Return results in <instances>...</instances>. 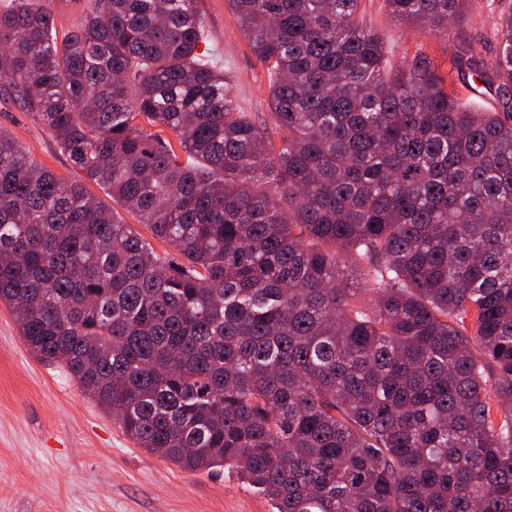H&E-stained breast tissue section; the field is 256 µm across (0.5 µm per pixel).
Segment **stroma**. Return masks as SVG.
Listing matches in <instances>:
<instances>
[{"label":"stroma","mask_w":512,"mask_h":512,"mask_svg":"<svg viewBox=\"0 0 512 512\" xmlns=\"http://www.w3.org/2000/svg\"><path fill=\"white\" fill-rule=\"evenodd\" d=\"M199 5L207 42L231 71L237 108L257 124H268L266 65L252 53L226 0H199ZM511 10L512 0H471L458 29L483 54L494 55L497 21ZM360 11L382 35L390 66L429 59L456 96L484 111L499 110L495 86L451 71L454 41L400 21L386 0H363ZM0 129L61 178L79 179L37 114L3 92ZM0 512H272V507L231 471H187L140 448L63 364L29 350L14 313L0 303Z\"/></svg>","instance_id":"35a3bbf8"}]
</instances>
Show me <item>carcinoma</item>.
Returning a JSON list of instances; mask_svg holds the SVG:
<instances>
[{
  "instance_id": "carcinoma-1",
  "label": "carcinoma",
  "mask_w": 512,
  "mask_h": 512,
  "mask_svg": "<svg viewBox=\"0 0 512 512\" xmlns=\"http://www.w3.org/2000/svg\"><path fill=\"white\" fill-rule=\"evenodd\" d=\"M386 2L446 32L470 0ZM227 5L278 144L199 0H86L61 40L48 0L0 9V87L83 174L0 131V302L140 447L273 512H512V10L452 59L495 68L479 112L389 68L361 0ZM205 18L208 45L233 77V98L241 112H248L260 125L270 123L268 101L269 74L250 50L238 20L226 0H199Z\"/></svg>"
}]
</instances>
